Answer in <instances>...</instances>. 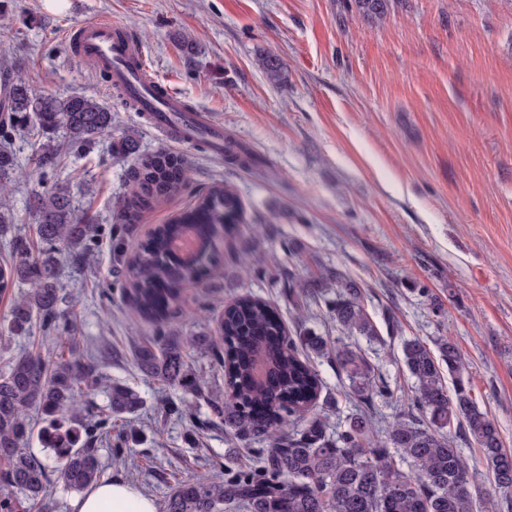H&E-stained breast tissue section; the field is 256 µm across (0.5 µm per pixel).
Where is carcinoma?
<instances>
[{
    "label": "carcinoma",
    "instance_id": "carcinoma-1",
    "mask_svg": "<svg viewBox=\"0 0 512 512\" xmlns=\"http://www.w3.org/2000/svg\"><path fill=\"white\" fill-rule=\"evenodd\" d=\"M356 11L381 21L389 0H352ZM29 128L41 135L35 164L41 179L54 175L64 151L80 152L112 129V112L92 97L41 96L10 69L0 70V185L6 186L18 160L13 139ZM133 180L139 192L112 225L117 259L122 262L136 312L155 326V337L133 348L139 370L170 386L197 391L186 347L204 346L224 370V402L213 403L224 431L269 445L267 454L247 471L222 481L205 476L181 478L164 501L163 512H224L242 506L247 512H473L471 477L451 433L458 425L481 451L492 475V493L512 499V452L503 447L497 422L473 400L463 378L461 353L448 338L431 349L413 337L402 343V362L414 380L412 416L397 420L386 441L375 439L372 416L359 411L332 437L318 412L322 380L299 348L324 353L322 338L309 332L288 333L271 305L244 296L224 308L207 335L187 341L167 330L170 309L182 291L200 282L218 263L219 244L229 225L241 221L242 204L229 186L216 183L195 196V204L167 224L158 225L135 250L126 249L129 210L175 193L188 183L183 159L169 153L138 159ZM35 233L44 246L30 257L27 241L13 243L15 260L0 265V292L28 283L11 305L9 324L17 334L37 325L56 330L61 285L54 250L91 240L93 225L81 223L65 190L33 196ZM191 234L196 250L185 257L173 241ZM336 323L349 336L380 340L367 313L361 287L336 279V297L328 301ZM336 364L353 394L366 406L390 392L383 377L361 353L336 348ZM98 366L37 352L15 356L0 374V512H43L51 475L65 489L82 492L97 484L101 466L92 445L112 438L113 422L137 413L142 400L133 388L108 387V404L79 405V383H95ZM451 377L448 388L445 377ZM40 413L35 429L27 412ZM55 451L56 466L27 451L33 437Z\"/></svg>",
    "mask_w": 512,
    "mask_h": 512
}]
</instances>
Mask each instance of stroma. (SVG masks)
Returning <instances> with one entry per match:
<instances>
[{
    "label": "stroma",
    "instance_id": "obj_1",
    "mask_svg": "<svg viewBox=\"0 0 512 512\" xmlns=\"http://www.w3.org/2000/svg\"><path fill=\"white\" fill-rule=\"evenodd\" d=\"M347 0H0V68H14L38 93L86 95L112 111L109 133L81 153L62 154L52 182L35 166L34 139L14 148L12 227L0 234V261L10 243L32 237L34 192H69L84 223L98 227L88 257L58 256L64 312L76 335L39 329L11 332L13 293L0 295V373L22 351L64 349L95 358L101 385L84 400L105 406L106 382L133 387L144 399L131 426L139 445L115 454L98 442L103 480L119 479L163 504L173 475L223 478L261 457L263 443L225 434L213 402L224 398V373L192 338L209 332L225 305L243 295L266 299L287 330H309L328 344L361 349L388 382L375 398L374 435L411 410L412 380L402 342L451 339L478 406L497 422L512 450V0H391L374 23ZM131 30L149 75L200 111L249 153L232 163L194 145L166 141L157 122L125 107L106 81L82 63L65 39L89 20ZM278 59V80L259 68ZM135 131L137 154L167 152L189 165L179 192L150 199L132 226L131 245L187 210L200 188L222 181L245 207L220 247L221 262L184 291L169 330L188 339L187 356L203 396L145 378L133 342L154 334L132 311L111 228L136 185L137 155L115 148ZM279 256L271 274L245 273L247 248ZM326 267L356 280L384 345L345 334L325 304L303 303L295 285ZM323 381L320 405L329 426L359 405L335 356L311 357ZM473 474L478 512H512L489 499L477 445L460 439Z\"/></svg>",
    "mask_w": 512,
    "mask_h": 512
}]
</instances>
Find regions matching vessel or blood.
<instances>
[{"label":"vessel or blood","mask_w":512,"mask_h":512,"mask_svg":"<svg viewBox=\"0 0 512 512\" xmlns=\"http://www.w3.org/2000/svg\"><path fill=\"white\" fill-rule=\"evenodd\" d=\"M67 38L84 63L107 67L113 81L137 98L143 111L157 113L159 124L170 132L173 142H190L187 116L179 101L158 93L145 66L129 67V60L142 53L137 40L106 20L84 22L70 30Z\"/></svg>","instance_id":"1"}]
</instances>
